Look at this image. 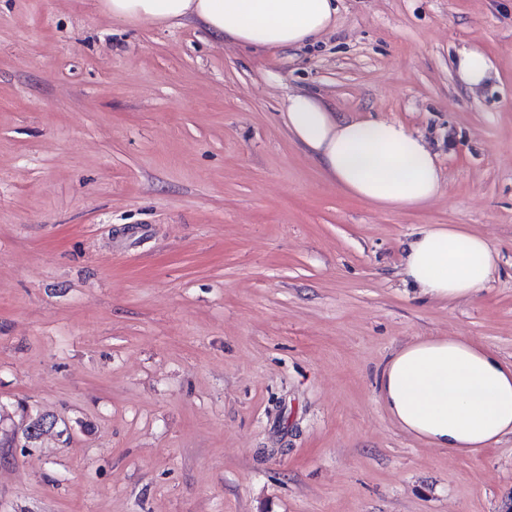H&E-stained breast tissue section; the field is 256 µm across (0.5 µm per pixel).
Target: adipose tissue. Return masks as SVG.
Masks as SVG:
<instances>
[{
    "label": "adipose tissue",
    "instance_id": "adipose-tissue-1",
    "mask_svg": "<svg viewBox=\"0 0 512 512\" xmlns=\"http://www.w3.org/2000/svg\"><path fill=\"white\" fill-rule=\"evenodd\" d=\"M119 22L193 20L220 40L256 49L299 45L336 23L334 0H102ZM283 122L329 178L381 208L421 207L437 197V159L396 121L347 118L317 96L289 95ZM497 249L457 227L431 226L407 244L404 274L435 299L476 296L489 283ZM393 422L434 448L472 454L512 435V363L463 337L424 338L398 350L380 381Z\"/></svg>",
    "mask_w": 512,
    "mask_h": 512
}]
</instances>
